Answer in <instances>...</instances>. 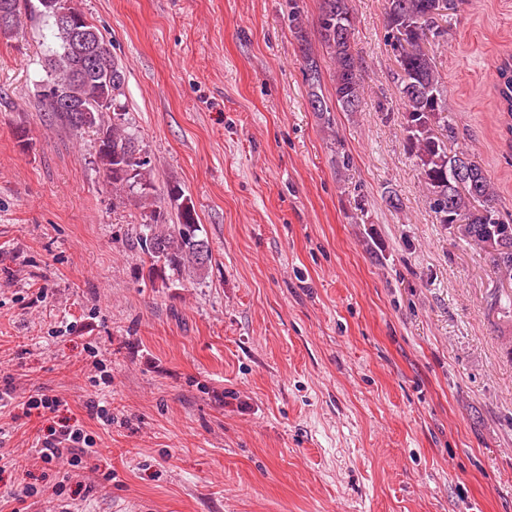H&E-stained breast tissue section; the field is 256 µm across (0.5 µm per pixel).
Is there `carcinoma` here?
Wrapping results in <instances>:
<instances>
[{
    "mask_svg": "<svg viewBox=\"0 0 512 512\" xmlns=\"http://www.w3.org/2000/svg\"><path fill=\"white\" fill-rule=\"evenodd\" d=\"M74 22L93 31L94 48L77 50L74 30L49 15L41 0H0V22L7 32L21 24V18H43L52 23L58 42L45 59L46 78L37 96L51 119L78 134L95 135V164L112 187V200L133 199L142 209L135 225V241L148 265V279L163 284L205 276L212 252L191 200L177 185H170L166 197L176 211L177 222L169 223L167 212L156 204L161 192L156 186L141 140L126 118L125 68L107 47L99 29L73 2L66 0ZM352 0H322L318 17L319 44L333 64L330 74L335 103L318 93L322 82L320 60L308 42L297 0H288V16L301 41V58L309 87V101L326 126H332L333 105L356 112L364 99L359 61L351 39L336 32V17H344L355 29ZM388 38L403 37L400 44L401 71L397 73L399 93L406 107V148L417 160L430 206L456 238L485 254L498 273L512 275V222L497 207V195L490 178L472 159L460 151L470 165L467 188L459 190L453 178L457 154L448 151L453 131L442 113L445 89L437 70L432 44L449 34L440 21L451 23L454 12L437 13L436 0H386ZM495 88L503 111L512 117V57L496 66Z\"/></svg>",
    "mask_w": 512,
    "mask_h": 512,
    "instance_id": "obj_1",
    "label": "carcinoma"
}]
</instances>
